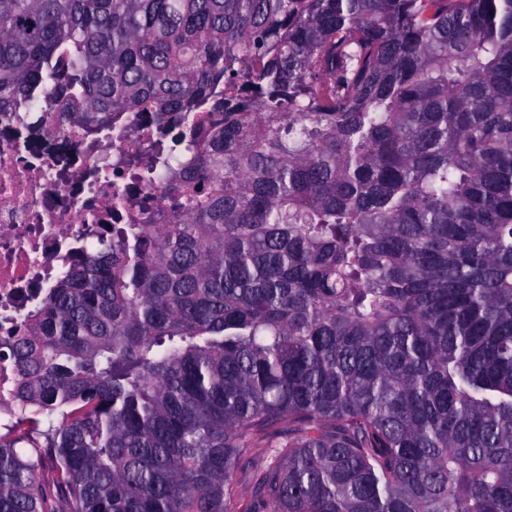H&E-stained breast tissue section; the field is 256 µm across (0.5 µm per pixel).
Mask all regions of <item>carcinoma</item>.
<instances>
[{
  "label": "carcinoma",
  "instance_id": "1",
  "mask_svg": "<svg viewBox=\"0 0 512 512\" xmlns=\"http://www.w3.org/2000/svg\"><path fill=\"white\" fill-rule=\"evenodd\" d=\"M43 98L183 205L0 343V512H512V0H0ZM15 384V373L10 361L0 360V423L2 415L4 423L11 419V392Z\"/></svg>",
  "mask_w": 512,
  "mask_h": 512
}]
</instances>
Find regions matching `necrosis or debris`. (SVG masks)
I'll return each instance as SVG.
<instances>
[{
    "label": "necrosis or debris",
    "mask_w": 512,
    "mask_h": 512,
    "mask_svg": "<svg viewBox=\"0 0 512 512\" xmlns=\"http://www.w3.org/2000/svg\"><path fill=\"white\" fill-rule=\"evenodd\" d=\"M167 142L128 112L111 128L59 130L40 104L0 114V340L101 229L154 224L179 200L148 168Z\"/></svg>",
    "instance_id": "1"
}]
</instances>
